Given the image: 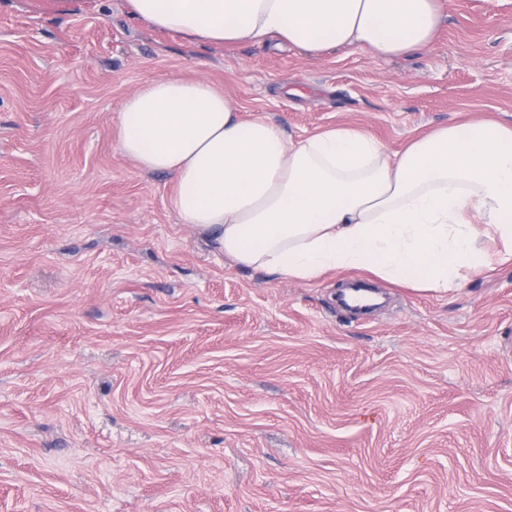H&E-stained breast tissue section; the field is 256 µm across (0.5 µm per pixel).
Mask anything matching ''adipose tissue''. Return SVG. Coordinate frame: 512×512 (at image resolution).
Segmentation results:
<instances>
[{"label": "adipose tissue", "instance_id": "1", "mask_svg": "<svg viewBox=\"0 0 512 512\" xmlns=\"http://www.w3.org/2000/svg\"><path fill=\"white\" fill-rule=\"evenodd\" d=\"M134 17L196 43L271 44L318 57L431 46L439 0H126ZM122 155L173 174L170 204L236 265L312 281L362 270L420 290L512 259V125L462 123L390 154L360 129L286 139L205 79L159 77L124 102Z\"/></svg>", "mask_w": 512, "mask_h": 512}]
</instances>
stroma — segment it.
<instances>
[{
    "instance_id": "obj_1",
    "label": "stroma",
    "mask_w": 512,
    "mask_h": 512,
    "mask_svg": "<svg viewBox=\"0 0 512 512\" xmlns=\"http://www.w3.org/2000/svg\"><path fill=\"white\" fill-rule=\"evenodd\" d=\"M393 60L196 46L126 0H0V512H512V261L445 291L292 281L119 149L160 76L293 140L512 125V0Z\"/></svg>"
}]
</instances>
